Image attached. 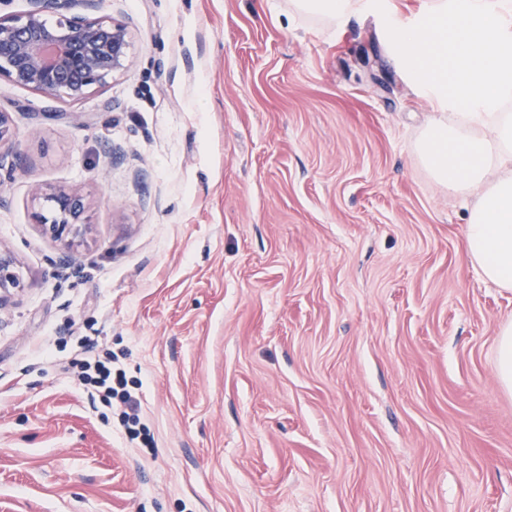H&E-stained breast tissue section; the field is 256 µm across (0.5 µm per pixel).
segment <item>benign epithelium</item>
<instances>
[{
  "instance_id": "benign-epithelium-1",
  "label": "benign epithelium",
  "mask_w": 512,
  "mask_h": 512,
  "mask_svg": "<svg viewBox=\"0 0 512 512\" xmlns=\"http://www.w3.org/2000/svg\"><path fill=\"white\" fill-rule=\"evenodd\" d=\"M30 8L20 19L0 14V78L31 89L77 100L94 87L105 85L126 67L131 47L128 27L118 21L95 16L99 0H28ZM78 10L58 26L45 20L51 10ZM16 136L12 116L0 110V171L11 173L6 163L15 154ZM33 199L54 203L55 215L35 214L36 222L71 249L88 229L85 198L75 190L57 189L47 193L32 187ZM21 290L14 271V258L0 249V308Z\"/></svg>"
}]
</instances>
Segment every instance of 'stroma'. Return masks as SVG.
I'll return each mask as SVG.
<instances>
[{
	"instance_id": "1",
	"label": "stroma",
	"mask_w": 512,
	"mask_h": 512,
	"mask_svg": "<svg viewBox=\"0 0 512 512\" xmlns=\"http://www.w3.org/2000/svg\"><path fill=\"white\" fill-rule=\"evenodd\" d=\"M127 67L73 101L0 79L18 165L0 248V512H512V291L421 166L431 106L375 15L101 0ZM104 179H96L98 167ZM80 192L67 250L33 185ZM141 382L129 440L69 365ZM21 281L14 271V258L10 252L0 248V310L22 289ZM497 374L501 383L512 388V324L504 327L498 334Z\"/></svg>"
}]
</instances>
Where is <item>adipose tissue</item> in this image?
<instances>
[{
    "label": "adipose tissue",
    "instance_id": "obj_1",
    "mask_svg": "<svg viewBox=\"0 0 512 512\" xmlns=\"http://www.w3.org/2000/svg\"><path fill=\"white\" fill-rule=\"evenodd\" d=\"M294 11L342 29L376 14L394 65L432 105L416 152L465 208L464 253L488 282L512 289V0H292Z\"/></svg>",
    "mask_w": 512,
    "mask_h": 512
}]
</instances>
